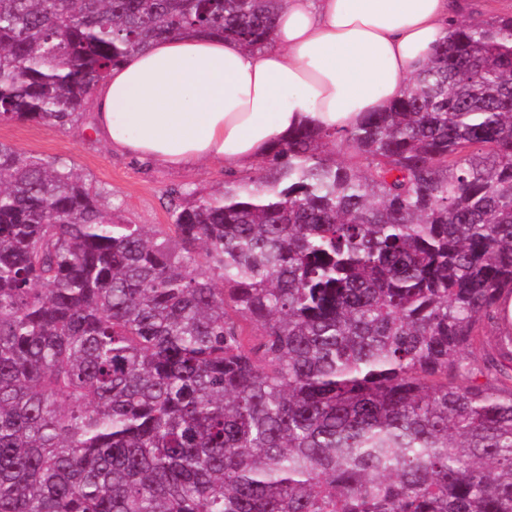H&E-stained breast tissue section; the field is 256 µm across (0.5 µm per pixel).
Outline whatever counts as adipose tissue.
I'll use <instances>...</instances> for the list:
<instances>
[{
  "mask_svg": "<svg viewBox=\"0 0 512 512\" xmlns=\"http://www.w3.org/2000/svg\"><path fill=\"white\" fill-rule=\"evenodd\" d=\"M459 10L458 0H287L260 49L195 33L160 40L96 87L92 131L152 164L246 171L300 123L341 129L383 111Z\"/></svg>",
  "mask_w": 512,
  "mask_h": 512,
  "instance_id": "1",
  "label": "adipose tissue"
}]
</instances>
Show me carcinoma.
Here are the masks:
<instances>
[{
  "mask_svg": "<svg viewBox=\"0 0 512 512\" xmlns=\"http://www.w3.org/2000/svg\"><path fill=\"white\" fill-rule=\"evenodd\" d=\"M284 0H0V122ZM0 142V512H512V13L172 224Z\"/></svg>",
  "mask_w": 512,
  "mask_h": 512,
  "instance_id": "obj_1",
  "label": "carcinoma"
}]
</instances>
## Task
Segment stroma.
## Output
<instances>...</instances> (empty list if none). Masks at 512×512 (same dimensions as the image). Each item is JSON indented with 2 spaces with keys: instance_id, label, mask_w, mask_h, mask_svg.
<instances>
[{
  "instance_id": "1",
  "label": "stroma",
  "mask_w": 512,
  "mask_h": 512,
  "mask_svg": "<svg viewBox=\"0 0 512 512\" xmlns=\"http://www.w3.org/2000/svg\"><path fill=\"white\" fill-rule=\"evenodd\" d=\"M92 120L84 114L65 130L35 123H0V142L47 159L71 161L92 185L110 191V201L134 224L165 226L168 195L174 190L211 192L224 186V167L207 162L187 168L148 165L112 152L98 139H88L84 128Z\"/></svg>"
}]
</instances>
